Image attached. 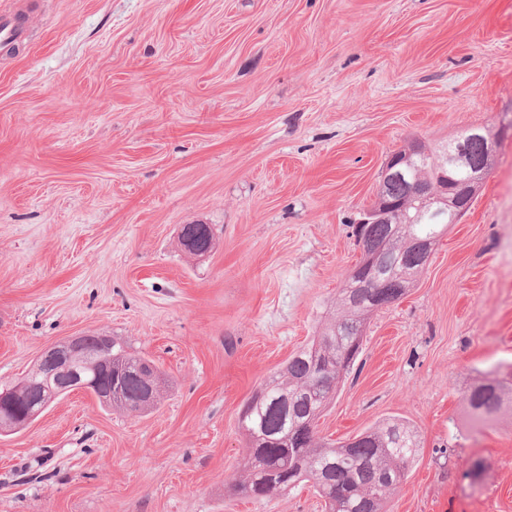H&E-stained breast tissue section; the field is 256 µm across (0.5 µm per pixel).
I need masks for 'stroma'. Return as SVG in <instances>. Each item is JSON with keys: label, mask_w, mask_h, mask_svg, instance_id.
Listing matches in <instances>:
<instances>
[{"label": "stroma", "mask_w": 512, "mask_h": 512, "mask_svg": "<svg viewBox=\"0 0 512 512\" xmlns=\"http://www.w3.org/2000/svg\"><path fill=\"white\" fill-rule=\"evenodd\" d=\"M0 387L104 330L168 379L142 415L74 392L0 438V512H323L228 492L243 404L320 329L388 156L501 128L416 285L375 312L318 422L397 416L422 453L388 512H512V419L465 391L512 367V0H0ZM209 225L199 259L178 241ZM482 461L485 472L467 471Z\"/></svg>", "instance_id": "stroma-1"}]
</instances>
